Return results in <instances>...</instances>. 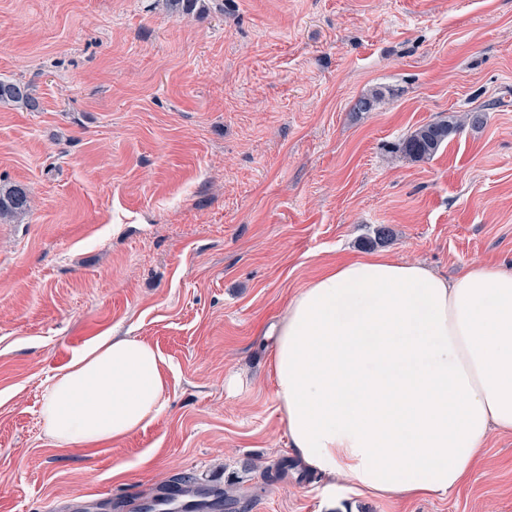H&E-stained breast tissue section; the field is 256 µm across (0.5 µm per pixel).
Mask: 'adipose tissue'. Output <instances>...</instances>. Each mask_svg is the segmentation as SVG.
<instances>
[{
  "instance_id": "obj_1",
  "label": "adipose tissue",
  "mask_w": 512,
  "mask_h": 512,
  "mask_svg": "<svg viewBox=\"0 0 512 512\" xmlns=\"http://www.w3.org/2000/svg\"><path fill=\"white\" fill-rule=\"evenodd\" d=\"M272 377L288 444L309 468L376 497H445L490 433L512 434V272L474 263L454 278L361 255L289 302ZM165 360L104 337L49 387L57 444L94 448L168 409Z\"/></svg>"
}]
</instances>
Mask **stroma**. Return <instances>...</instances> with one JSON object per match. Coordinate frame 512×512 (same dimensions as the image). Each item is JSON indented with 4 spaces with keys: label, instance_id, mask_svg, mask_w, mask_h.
<instances>
[{
    "label": "stroma",
    "instance_id": "stroma-1",
    "mask_svg": "<svg viewBox=\"0 0 512 512\" xmlns=\"http://www.w3.org/2000/svg\"><path fill=\"white\" fill-rule=\"evenodd\" d=\"M0 78L39 101L0 106V180L31 198L0 223V512H124L183 475L240 512H512V434L445 498L269 480L293 455L265 339L346 258L512 271V0H0ZM106 336L161 351L169 409L57 445L47 388ZM460 127V122L454 117L423 124L405 139L403 150L414 160H429Z\"/></svg>",
    "mask_w": 512,
    "mask_h": 512
}]
</instances>
